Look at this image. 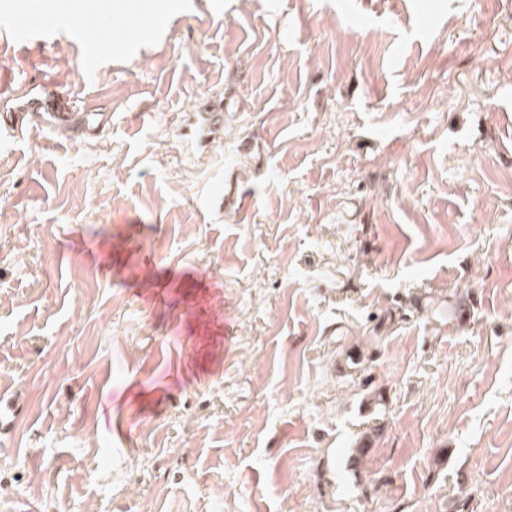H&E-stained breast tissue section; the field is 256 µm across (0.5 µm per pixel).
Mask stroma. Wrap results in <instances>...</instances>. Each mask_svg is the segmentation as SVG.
<instances>
[{
    "label": "stroma",
    "mask_w": 512,
    "mask_h": 512,
    "mask_svg": "<svg viewBox=\"0 0 512 512\" xmlns=\"http://www.w3.org/2000/svg\"><path fill=\"white\" fill-rule=\"evenodd\" d=\"M186 2L0 0V512H512V0ZM30 88L21 97L24 104L12 112H3L0 115V127L22 131L27 116L41 118L46 127L56 129L63 126L72 134L95 135L103 129V113L99 109H79L75 111L70 107L67 95L55 90H48L45 84ZM18 411V397L8 395L4 391L0 393V435L7 434L13 427V422Z\"/></svg>",
    "instance_id": "1"
}]
</instances>
